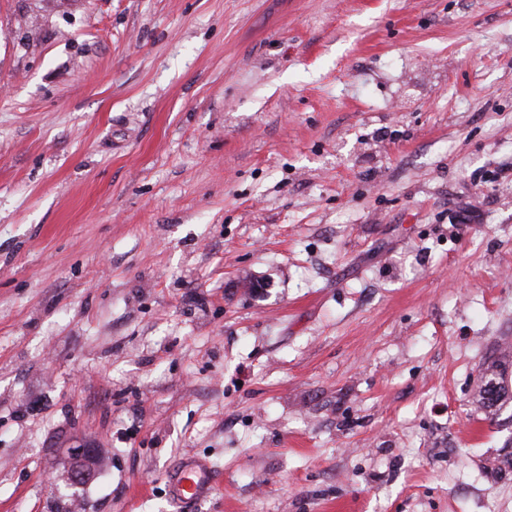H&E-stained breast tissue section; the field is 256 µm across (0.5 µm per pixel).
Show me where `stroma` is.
Masks as SVG:
<instances>
[{"label": "stroma", "instance_id": "stroma-1", "mask_svg": "<svg viewBox=\"0 0 512 512\" xmlns=\"http://www.w3.org/2000/svg\"><path fill=\"white\" fill-rule=\"evenodd\" d=\"M502 345L512 0H0V512H512ZM508 355H502L501 358L492 363L487 369L490 372L488 380L480 392L479 402L483 408L489 409L490 411L499 410L509 399H511L512 391H509V386L505 380L506 372V357ZM489 385H497L499 391L493 394L491 391L486 389ZM89 446H78L77 448H68L69 458L72 469L70 471V481L72 484H82L90 480L95 472L94 460L96 456L95 448ZM215 477V472L207 464L187 460L171 480L173 498L179 502L201 500L213 489Z\"/></svg>", "mask_w": 512, "mask_h": 512}]
</instances>
